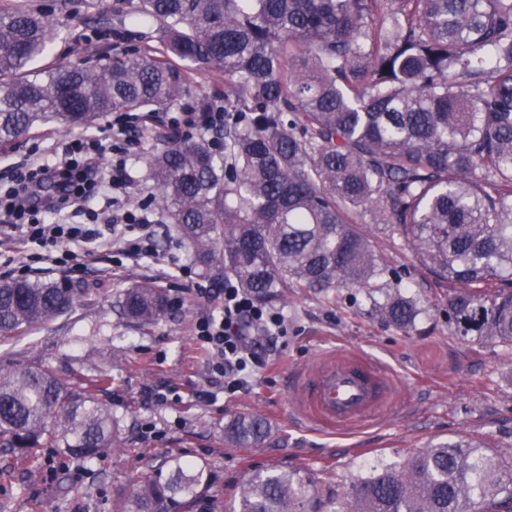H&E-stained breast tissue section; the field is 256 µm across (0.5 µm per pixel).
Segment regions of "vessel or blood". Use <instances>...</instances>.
I'll use <instances>...</instances> for the list:
<instances>
[{"instance_id":"obj_1","label":"vessel or blood","mask_w":512,"mask_h":512,"mask_svg":"<svg viewBox=\"0 0 512 512\" xmlns=\"http://www.w3.org/2000/svg\"><path fill=\"white\" fill-rule=\"evenodd\" d=\"M386 388L378 364L361 357L330 356L301 373L294 391L323 427L333 428L380 408Z\"/></svg>"}]
</instances>
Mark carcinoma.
I'll use <instances>...</instances> for the list:
<instances>
[{
    "label": "carcinoma",
    "instance_id": "1",
    "mask_svg": "<svg viewBox=\"0 0 512 512\" xmlns=\"http://www.w3.org/2000/svg\"><path fill=\"white\" fill-rule=\"evenodd\" d=\"M118 21L155 25L157 46L91 66L31 68L50 14L0 11V145L51 124L89 130L111 113L231 112L214 131L168 135L148 158L154 201L179 225L203 274L260 305L290 291L366 289L409 332L427 301L376 254L362 218L399 237L448 283V326L512 354V0H116ZM224 71L207 98L191 73ZM381 291L380 302L374 293ZM65 278L0 281V340L69 313ZM123 315L146 326L165 297L127 289ZM111 378L69 384L38 361L0 374V448L52 446L81 459L113 447L97 396ZM257 415L224 423L240 448L263 442ZM482 439L429 445L376 467L341 494L303 470L254 471L229 512H512V456ZM119 512H189L205 470L167 460Z\"/></svg>",
    "mask_w": 512,
    "mask_h": 512
}]
</instances>
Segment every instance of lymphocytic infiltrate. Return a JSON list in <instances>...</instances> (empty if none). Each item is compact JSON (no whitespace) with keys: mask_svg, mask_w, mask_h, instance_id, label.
I'll return each instance as SVG.
<instances>
[{"mask_svg":"<svg viewBox=\"0 0 512 512\" xmlns=\"http://www.w3.org/2000/svg\"><path fill=\"white\" fill-rule=\"evenodd\" d=\"M138 123L137 116H120L102 135L69 141L57 159L16 165L11 186L0 194V223L46 246L47 261L57 266L76 261V245L105 237L114 241L119 260L153 256L165 227L155 223L150 203L129 209L112 196L105 200L109 213L103 225L78 221L103 185L128 186L130 133ZM218 297L219 313L201 318L196 331L216 355L225 389L233 391L261 363L267 345L287 330L279 311L257 305L232 280H225Z\"/></svg>","mask_w":512,"mask_h":512,"instance_id":"f902f5d3","label":"lymphocytic infiltrate"}]
</instances>
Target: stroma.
<instances>
[{
  "instance_id": "obj_1",
  "label": "stroma",
  "mask_w": 512,
  "mask_h": 512,
  "mask_svg": "<svg viewBox=\"0 0 512 512\" xmlns=\"http://www.w3.org/2000/svg\"><path fill=\"white\" fill-rule=\"evenodd\" d=\"M50 12L53 33L35 68L64 62L89 65L103 55L126 58L154 41L144 20H126L125 38L112 26L113 0L89 8L86 0H27ZM181 118L174 108L155 115L131 156L129 206L144 198L147 157L159 135ZM74 134L43 128L0 147V180L32 147L63 144ZM371 244L392 268L409 269L411 294L437 299L405 333L371 314L358 288L313 294L295 292L277 303L288 333L279 337L261 367L238 391L224 389L215 357L196 337V324L216 307L200 295L211 281L179 268L192 259L178 229L159 238L154 257L134 267L117 265L111 247L89 244L83 271L52 269L81 293L57 320L0 343V372L38 360L71 383L89 384L98 373L112 384L99 398L112 410L119 445L81 460L59 448H38L25 459L0 452V512H115L118 500L165 460L205 467L208 481L190 512H224L230 488L255 470L301 468L318 487L344 491L373 466L402 462L408 450L465 434L487 437L495 453L512 455V356L501 349H471L454 336L442 308L448 289L414 267L404 242L372 229ZM149 279L167 300L162 316L140 327L119 313L122 293ZM336 351L381 364L393 387L390 402L374 415L327 430L298 412L295 378L324 354ZM239 413L257 414L269 438L253 448L225 443L222 426Z\"/></svg>"
}]
</instances>
